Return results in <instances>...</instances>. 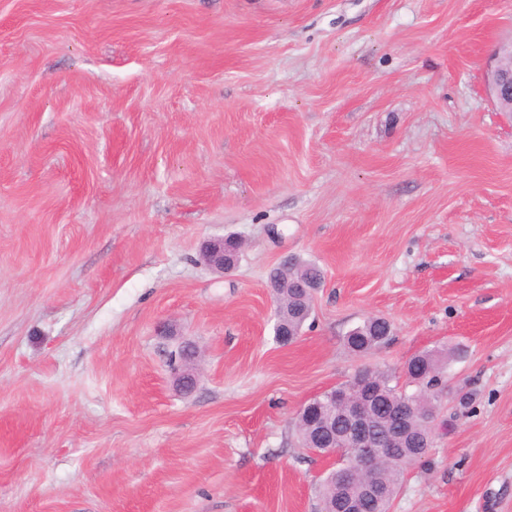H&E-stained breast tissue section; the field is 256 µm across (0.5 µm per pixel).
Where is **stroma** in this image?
Masks as SVG:
<instances>
[{
  "instance_id": "35a3bbf8",
  "label": "stroma",
  "mask_w": 512,
  "mask_h": 512,
  "mask_svg": "<svg viewBox=\"0 0 512 512\" xmlns=\"http://www.w3.org/2000/svg\"><path fill=\"white\" fill-rule=\"evenodd\" d=\"M510 38L512 0H0V512H317L300 407L437 349L470 403L391 512H512ZM287 254L325 279L285 346ZM512 40L502 41L493 62L485 73V82L495 106L501 112H512ZM240 244L236 238L228 240L224 236L204 241L202 256L206 265L221 274L233 270L238 264ZM391 324L383 317H369L344 337L347 347L360 355H369L385 346L391 338Z\"/></svg>"
}]
</instances>
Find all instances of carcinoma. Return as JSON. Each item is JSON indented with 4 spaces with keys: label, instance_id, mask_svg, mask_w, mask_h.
I'll use <instances>...</instances> for the list:
<instances>
[{
    "label": "carcinoma",
    "instance_id": "cac0c4a2",
    "mask_svg": "<svg viewBox=\"0 0 512 512\" xmlns=\"http://www.w3.org/2000/svg\"><path fill=\"white\" fill-rule=\"evenodd\" d=\"M294 283L283 288L275 299L276 308L288 314L287 331H300L312 311V297L299 288L309 281H324L321 268L305 263L293 273ZM391 324L383 317H369L362 324L350 330L344 337L347 347L360 355H369L383 346L391 338ZM422 362V372L406 376L407 385L399 383V377L392 372L375 370L372 372L374 385L379 390V398L371 405L374 426L378 433L390 437L391 444L406 448L408 454L414 449L424 448L429 442L427 420L434 415L445 394L446 381L443 367L436 354L425 351L418 355ZM406 396L415 404V410L401 416L394 413L393 405L401 396ZM298 430L302 445L307 449L317 447L315 441L316 425L312 418L300 416ZM401 452L396 450L382 457L379 467V480L383 484L384 494L377 502L367 506V512H390L401 483L405 467L399 462ZM363 494L360 480L348 484L339 480L325 481L320 491V512H335V506L346 497H358Z\"/></svg>",
    "mask_w": 512,
    "mask_h": 512
}]
</instances>
